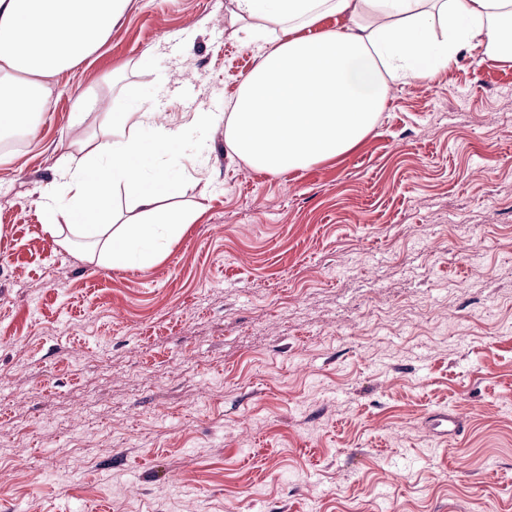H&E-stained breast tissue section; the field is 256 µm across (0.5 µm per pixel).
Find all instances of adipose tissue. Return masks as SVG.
Segmentation results:
<instances>
[{
	"mask_svg": "<svg viewBox=\"0 0 512 512\" xmlns=\"http://www.w3.org/2000/svg\"><path fill=\"white\" fill-rule=\"evenodd\" d=\"M130 0H0V135L35 134L49 79L78 66L108 39ZM232 18L271 33L224 120V141L256 170L306 168L357 145L376 126L392 86L457 65L462 51L512 62V0H234ZM330 16L338 29L322 28ZM151 130V144L141 134ZM176 131L141 105L114 112L108 139L45 189L44 227L100 246L115 267L152 264L162 236L181 234L194 209H166L176 186L141 175L146 147L167 150ZM129 186L140 217L105 224L109 189Z\"/></svg>",
	"mask_w": 512,
	"mask_h": 512,
	"instance_id": "1",
	"label": "adipose tissue"
}]
</instances>
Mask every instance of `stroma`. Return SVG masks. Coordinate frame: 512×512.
I'll use <instances>...</instances> for the list:
<instances>
[{"label":"stroma","instance_id":"stroma-1","mask_svg":"<svg viewBox=\"0 0 512 512\" xmlns=\"http://www.w3.org/2000/svg\"><path fill=\"white\" fill-rule=\"evenodd\" d=\"M232 8L130 0L0 154V512H512V63L464 54L271 175L224 143L263 44ZM129 103L181 134L143 174L201 212L108 267L40 199Z\"/></svg>","mask_w":512,"mask_h":512}]
</instances>
